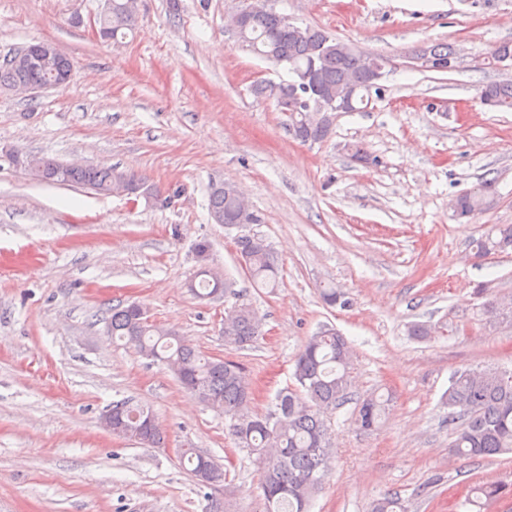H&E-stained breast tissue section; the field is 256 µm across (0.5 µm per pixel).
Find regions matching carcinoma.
I'll list each match as a JSON object with an SVG mask.
<instances>
[{
  "instance_id": "carcinoma-1",
  "label": "carcinoma",
  "mask_w": 512,
  "mask_h": 512,
  "mask_svg": "<svg viewBox=\"0 0 512 512\" xmlns=\"http://www.w3.org/2000/svg\"><path fill=\"white\" fill-rule=\"evenodd\" d=\"M131 0H112V10L97 18V24L124 38L135 30L138 18L128 8ZM241 46L273 63L284 60L292 79L277 84L278 110L288 113V133L302 143H319L333 131L336 103L345 90L356 87L350 111L367 108L372 89L370 68L384 65L380 55L352 48L330 32L315 26H299L285 15L256 11L237 33ZM39 78L51 80L50 71L35 72L26 66L0 69V93L19 82ZM481 94L495 102V108L512 111V82H493ZM53 184H78L100 192L110 184L134 191L147 186L165 207L172 195L161 191L143 174L113 166L91 165L75 168L44 155H33ZM493 181L470 190L453 201V211L474 215L491 201ZM212 220L226 227L259 224L257 211L244 201L228 182L212 186L209 194ZM475 255L484 257L512 248V225L496 224L472 241ZM248 277L258 288L279 287L280 266L272 246L257 235L245 243ZM199 263V281L189 285L200 300L222 298L233 281L209 266L210 244L200 240L194 247ZM486 301L480 310L489 323L512 327V297H496L480 289ZM111 335L134 348L142 357L164 365L184 389L199 401L224 414L228 429L239 448L256 456L261 470L260 488L265 512H310L313 499L322 488L334 455L326 414L351 398L353 353L344 336L324 326L310 336L295 360L297 390L277 396L276 410L266 415L251 411L252 387L245 370L230 360H218L185 345L178 334L139 318L135 303L117 305L108 318ZM262 320L249 306L241 304L224 315V345L233 349L250 346L261 334ZM448 407V424L454 426L453 447L466 458L494 459L512 453V370L497 367L465 368L456 371L443 395ZM387 400L367 396L356 406V421L364 431L375 429L385 413ZM122 408L123 420L133 426L135 418L152 410L130 399L112 403ZM183 458L199 484L214 487L224 481V470L204 452L188 449ZM468 504L474 512H486L496 501L512 499V484L479 483L472 488ZM372 512H408L405 501L395 496L377 500Z\"/></svg>"
}]
</instances>
